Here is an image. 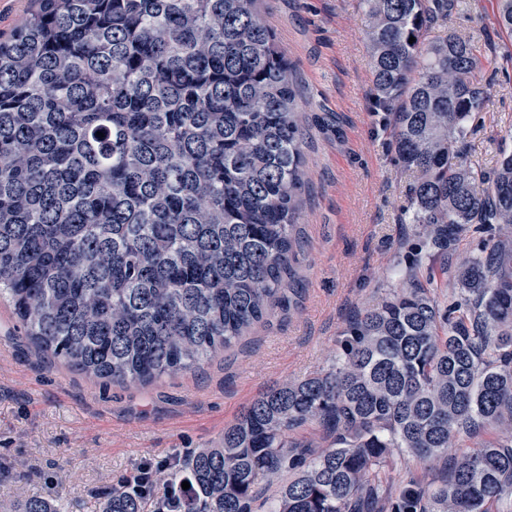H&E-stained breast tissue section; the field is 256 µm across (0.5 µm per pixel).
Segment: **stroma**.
Instances as JSON below:
<instances>
[{
    "label": "stroma",
    "instance_id": "35a3bbf8",
    "mask_svg": "<svg viewBox=\"0 0 512 512\" xmlns=\"http://www.w3.org/2000/svg\"><path fill=\"white\" fill-rule=\"evenodd\" d=\"M261 10L303 109L307 177L287 304L201 370L122 385L39 354L0 299L1 506L59 497L68 512H96L113 484L217 444L267 389L328 367L349 321L401 286L415 244L413 177L373 109L362 0H263ZM451 31L492 62L490 97L462 144L471 166L489 174L512 151V38L499 31L495 0H458L425 38Z\"/></svg>",
    "mask_w": 512,
    "mask_h": 512
}]
</instances>
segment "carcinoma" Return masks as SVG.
I'll return each mask as SVG.
<instances>
[{
    "label": "carcinoma",
    "instance_id": "cac0c4a2",
    "mask_svg": "<svg viewBox=\"0 0 512 512\" xmlns=\"http://www.w3.org/2000/svg\"><path fill=\"white\" fill-rule=\"evenodd\" d=\"M37 2L0 39V298L38 351L89 377L145 385L199 369L286 301L305 178L290 64L259 0ZM495 4L512 37V0ZM364 5L373 101L416 174L417 251L447 256L470 224L511 228L512 153L487 176L459 147L490 90L476 47L424 39L453 0ZM419 262L349 322L330 367L153 473L178 512H490L512 495V246L463 261V295L446 306ZM309 424L333 446L288 440ZM481 429L494 435L444 480L389 489L394 451L446 458ZM283 472L264 500L261 483ZM150 505L133 475L99 512H163ZM62 510L31 497L19 512Z\"/></svg>",
    "mask_w": 512,
    "mask_h": 512
}]
</instances>
